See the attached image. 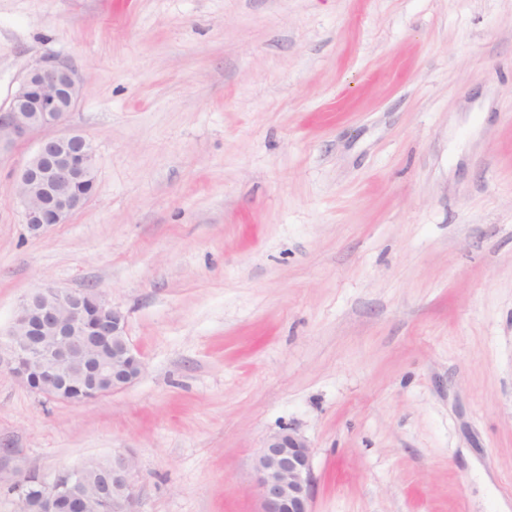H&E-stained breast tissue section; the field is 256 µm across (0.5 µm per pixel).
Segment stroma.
Listing matches in <instances>:
<instances>
[{"label": "stroma", "mask_w": 512, "mask_h": 512, "mask_svg": "<svg viewBox=\"0 0 512 512\" xmlns=\"http://www.w3.org/2000/svg\"><path fill=\"white\" fill-rule=\"evenodd\" d=\"M73 59L92 195L30 235L0 151V342L93 288L143 362L49 401L0 374L15 469L131 454L142 512H259L312 446V512H512V0H0V105ZM259 512H311L315 479L312 450L293 429L272 435L255 464Z\"/></svg>", "instance_id": "35a3bbf8"}]
</instances>
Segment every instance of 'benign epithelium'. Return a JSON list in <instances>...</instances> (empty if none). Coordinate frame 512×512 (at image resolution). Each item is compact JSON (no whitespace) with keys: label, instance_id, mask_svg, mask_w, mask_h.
Listing matches in <instances>:
<instances>
[{"label":"benign epithelium","instance_id":"benign-epithelium-1","mask_svg":"<svg viewBox=\"0 0 512 512\" xmlns=\"http://www.w3.org/2000/svg\"><path fill=\"white\" fill-rule=\"evenodd\" d=\"M84 80L68 57L38 58L6 105L0 106V148L64 124L83 92ZM92 143L77 132L45 136L17 176V199L30 234L63 224L88 199L73 186L95 175ZM138 357L126 341L121 312L101 294L41 283L14 309L0 373L56 401L82 403L132 384ZM112 482L99 491L112 500V512H139V489L132 459L109 458ZM85 466L42 481L35 502L41 512H86ZM259 512H311L315 479L312 450L288 428L272 435L255 464Z\"/></svg>","mask_w":512,"mask_h":512}]
</instances>
